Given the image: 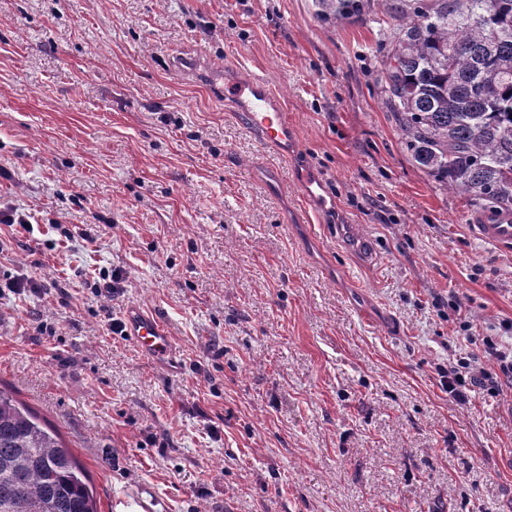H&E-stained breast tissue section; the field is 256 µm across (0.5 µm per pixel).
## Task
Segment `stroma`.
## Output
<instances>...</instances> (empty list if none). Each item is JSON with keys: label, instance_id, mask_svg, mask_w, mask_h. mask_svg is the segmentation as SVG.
I'll use <instances>...</instances> for the list:
<instances>
[{"label": "stroma", "instance_id": "1", "mask_svg": "<svg viewBox=\"0 0 512 512\" xmlns=\"http://www.w3.org/2000/svg\"><path fill=\"white\" fill-rule=\"evenodd\" d=\"M376 39L314 0H0V204L30 222L0 224V284H36L0 296V386L102 512L143 482L171 512H512V389L460 405L442 385L512 337V254L403 149ZM173 48L271 84L292 153ZM305 168L332 206L301 223ZM131 304L178 370L111 332Z\"/></svg>", "mask_w": 512, "mask_h": 512}]
</instances>
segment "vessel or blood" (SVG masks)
<instances>
[{
	"mask_svg": "<svg viewBox=\"0 0 512 512\" xmlns=\"http://www.w3.org/2000/svg\"><path fill=\"white\" fill-rule=\"evenodd\" d=\"M220 99L240 112L246 127L261 143L287 151L292 129L280 102L266 80L258 77L224 79L216 87ZM471 233L501 253H512V212L480 210L468 218ZM125 334L146 357L160 363L176 361L171 336L162 321L139 306H129L123 317ZM123 512H167V502L149 484H141L123 501Z\"/></svg>",
	"mask_w": 512,
	"mask_h": 512,
	"instance_id": "b4317fda",
	"label": "vessel or blood"
}]
</instances>
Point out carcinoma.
<instances>
[{
  "instance_id": "cac0c4a2",
  "label": "carcinoma",
  "mask_w": 512,
  "mask_h": 512,
  "mask_svg": "<svg viewBox=\"0 0 512 512\" xmlns=\"http://www.w3.org/2000/svg\"><path fill=\"white\" fill-rule=\"evenodd\" d=\"M379 27L374 85L411 161L476 209H512V0H315ZM58 434L0 387V512H100Z\"/></svg>"
}]
</instances>
